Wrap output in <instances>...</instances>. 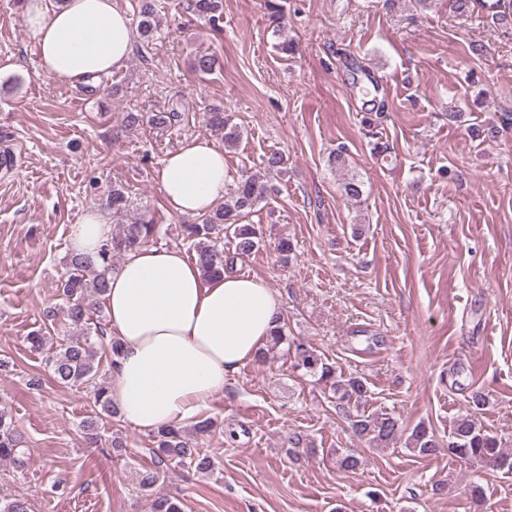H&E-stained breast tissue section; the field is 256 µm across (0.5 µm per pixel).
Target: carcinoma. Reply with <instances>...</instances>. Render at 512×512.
Here are the masks:
<instances>
[{
	"mask_svg": "<svg viewBox=\"0 0 512 512\" xmlns=\"http://www.w3.org/2000/svg\"><path fill=\"white\" fill-rule=\"evenodd\" d=\"M269 27L279 39L277 48L282 53L293 51V43L285 35L284 6L280 0H265ZM187 10L214 26L222 20V0H187ZM137 32L143 45L151 43L160 26L155 0H138L136 13ZM218 60L207 54L197 55L193 67L201 75L215 71ZM177 112H150L126 116L123 136L132 141L140 136L142 126L148 124L164 128L176 121ZM207 123L212 130L223 134L224 146L235 147L242 139V130L234 123L233 116L221 108H212L207 113ZM271 172H288L287 159L283 153L273 151L264 156L261 168L247 171L237 182L232 192L215 209L195 217L191 224L183 225L185 239L193 242L196 260L206 279L224 274L233 268L237 259L247 256L261 240L258 225L245 222V218L257 212L270 190L267 175ZM106 209L119 220L118 232L104 243L94 258L73 255L67 270L57 284L59 306L47 311V320L59 321L72 329V336L60 340L56 351L48 358L55 381L65 387H85L93 392L92 415L81 425L83 438L88 443L100 439L99 420L119 416V410L109 395V387L98 380L100 353L108 355L109 363L119 356L117 342L106 341L103 319V299L108 288L107 276L115 267L114 259L126 255L160 239L161 227L146 210L139 216L127 219L134 201L122 185H114L108 191ZM234 246V251L224 250V244ZM296 367L331 383L339 405L358 404L367 393L365 383L357 378L339 379L335 368L303 344L295 345ZM354 435L377 447H387L403 435L398 420L393 417L373 416L358 413L352 420ZM157 447L151 449L155 464L139 473V485L153 491L164 477V466L174 463L187 466L198 474L213 471L210 455L191 447L178 428H161L154 435ZM405 445L422 457L439 453L442 445L434 434L424 426L415 427L407 436ZM502 441L497 436L479 427L468 418L457 420L448 436V454L460 459L474 460L492 470L512 473V458L501 451ZM27 448L17 434L12 416L0 409V460H10L20 465ZM153 512H184V505L177 497L157 496L152 501Z\"/></svg>",
	"mask_w": 512,
	"mask_h": 512,
	"instance_id": "carcinoma-1",
	"label": "carcinoma"
}]
</instances>
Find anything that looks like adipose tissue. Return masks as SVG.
<instances>
[{
    "instance_id": "obj_1",
    "label": "adipose tissue",
    "mask_w": 512,
    "mask_h": 512,
    "mask_svg": "<svg viewBox=\"0 0 512 512\" xmlns=\"http://www.w3.org/2000/svg\"><path fill=\"white\" fill-rule=\"evenodd\" d=\"M25 22L37 41L44 75L84 82L113 74L134 42L130 17L114 0H25ZM224 149L196 136L167 156L158 181L169 212H209L224 196ZM112 236L107 212H85L72 231L71 253L95 256ZM108 332L121 345L110 394L122 419L152 431L180 426L223 393L236 372L269 340L280 317L271 288L243 275L205 279L177 247L148 245L108 276Z\"/></svg>"
}]
</instances>
